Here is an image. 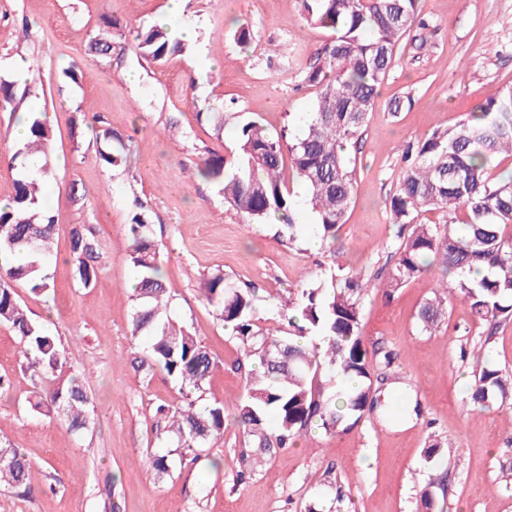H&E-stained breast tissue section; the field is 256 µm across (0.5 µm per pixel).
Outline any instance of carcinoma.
Here are the masks:
<instances>
[{
  "instance_id": "1",
  "label": "carcinoma",
  "mask_w": 512,
  "mask_h": 512,
  "mask_svg": "<svg viewBox=\"0 0 512 512\" xmlns=\"http://www.w3.org/2000/svg\"><path fill=\"white\" fill-rule=\"evenodd\" d=\"M299 2L308 21L332 32L311 54L304 72L305 82L317 89L306 128L294 138L285 131L273 136L260 122L248 121L239 131L235 162L209 157L201 175L222 185L225 201L248 220L278 221L292 239L297 227L283 175L285 160H290L319 218L313 233L328 246L336 240L353 200L347 146L359 141L401 40L428 24L421 16L420 0ZM113 28L112 19H103L91 42L102 60L112 59ZM133 46L157 64L190 48L166 25L137 29ZM29 98L33 103L27 108L28 136L9 157L19 178L11 201L0 208V323L10 324L20 336L33 379L51 383L36 392L32 408L77 433L90 425L82 381L72 375L53 384L67 363L68 351L27 316L14 289L2 282L7 278L27 284L35 293L52 288L45 263L55 224L41 199L48 167L36 161L45 153L50 129L42 119L40 95L31 92ZM96 138L106 145L99 150V159L111 167L120 164L123 156L112 149V135L103 130ZM502 154L512 155L511 89L488 97L454 128L435 130L407 143L402 151L405 168L390 201L400 244L383 294L404 287L428 270L430 258L438 259L449 281L418 312L427 332L445 320L453 298L490 325L512 317V174L496 184L486 176L489 160ZM428 211L461 212L464 220L441 228L414 222ZM128 235L130 262L137 274L131 336L147 338L140 368H159L181 383L183 404L171 411L167 439L182 454L196 458L224 434V406L201 404L215 362L196 336L167 316L170 291L162 277L161 251L144 215H134ZM70 253L75 278L90 286L101 258L91 227H72ZM477 266L488 271L479 280L471 277ZM368 291L370 285L355 270L322 281L302 290L288 325L264 331L257 326L252 290L222 275L207 280L204 296L216 318L231 330L248 365L239 423L258 439L260 450L292 446L314 426L327 433L346 430V422H358L377 404L372 396L373 362L360 334L361 300ZM473 360L469 400L482 408L511 401L512 374H503L481 350ZM29 467L20 449L0 446V486H26Z\"/></svg>"
}]
</instances>
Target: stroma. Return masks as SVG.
<instances>
[{
    "label": "stroma",
    "mask_w": 512,
    "mask_h": 512,
    "mask_svg": "<svg viewBox=\"0 0 512 512\" xmlns=\"http://www.w3.org/2000/svg\"><path fill=\"white\" fill-rule=\"evenodd\" d=\"M167 0H0V81L15 97L37 87L52 135L51 174L44 185L56 222L47 294L15 284L27 315L68 349L64 375H78L90 398L91 426L73 434L34 411V384L20 357V338L0 324V443L31 463L27 490L0 487V512H422L432 486L438 512H512V407L470 405V354L485 346L512 373V318L488 332L467 305L452 302L448 319L430 333L421 305L442 278L432 269L392 298L362 301L361 335L386 392L420 402L421 417L393 415L389 403L364 412L348 432L312 429L287 448L257 452L238 423L244 377L235 369L237 341L203 297L220 274L253 289L258 326L288 320V303L341 268L364 277L386 274L400 244L390 200L402 171L405 143L453 128L495 92L512 88V0H422L430 27L423 45L402 41L375 99L353 159L354 199L333 248L313 246L311 212L296 177L288 188L295 221L289 240L274 222L247 223L225 205L218 184L201 178L202 158H232L237 130L258 119L271 132L301 134L316 98L302 70L329 31L308 23L298 0H185L182 22L194 26L190 52L159 65L128 46L122 25L161 21ZM119 21L111 60L88 49L101 16ZM249 28L248 45L236 40ZM30 76L17 79L16 61ZM41 84H31L32 75ZM402 108H395V101ZM224 115L223 129L206 121ZM16 114L0 106V201L10 200L16 170L7 156ZM111 130L124 161L104 166L96 131ZM78 188L87 201L74 200ZM142 202L162 250L170 290L168 314L190 329L217 364L204 401L224 407V433L196 461L181 460L160 430L159 406L176 405L177 381L141 371L144 342L130 337L136 274L126 226ZM94 227L102 248L96 282L74 277L69 237L74 225ZM394 355L391 365L382 352ZM442 450L434 460L431 440ZM168 455L159 475L148 464Z\"/></svg>",
    "instance_id": "obj_1"
}]
</instances>
